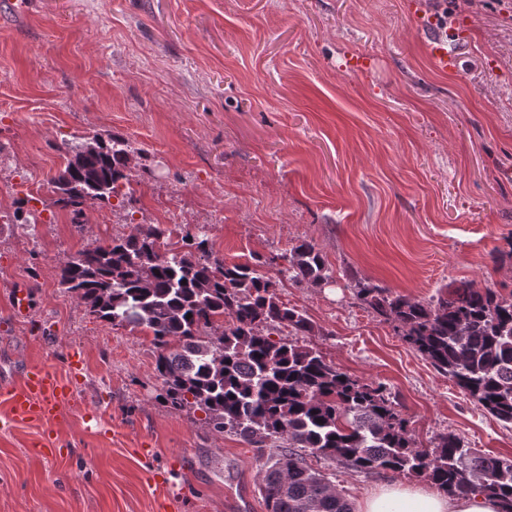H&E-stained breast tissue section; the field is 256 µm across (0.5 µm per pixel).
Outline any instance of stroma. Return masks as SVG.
<instances>
[{"label": "stroma", "instance_id": "obj_1", "mask_svg": "<svg viewBox=\"0 0 512 512\" xmlns=\"http://www.w3.org/2000/svg\"><path fill=\"white\" fill-rule=\"evenodd\" d=\"M17 3L0 0V212L50 220L0 228V383L43 362L75 400L51 432L0 428V512H267L271 449L164 403L150 336L95 318L58 283L71 256L136 222L170 229L165 251L206 228L226 261L263 256L273 278L283 254L314 243L331 283L278 290L313 322L306 344L385 385L417 447L452 432L512 459V424L354 288L427 300L468 280L512 293V0L449 17L445 72L421 31L445 0ZM113 134L140 153L132 200L87 201L73 220L49 181L66 145ZM308 462L354 508L398 479Z\"/></svg>", "mask_w": 512, "mask_h": 512}]
</instances>
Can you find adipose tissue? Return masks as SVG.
I'll use <instances>...</instances> for the list:
<instances>
[{"instance_id": "ef3b65f1", "label": "adipose tissue", "mask_w": 512, "mask_h": 512, "mask_svg": "<svg viewBox=\"0 0 512 512\" xmlns=\"http://www.w3.org/2000/svg\"><path fill=\"white\" fill-rule=\"evenodd\" d=\"M495 498L481 493L450 497L421 487L392 483L368 496L361 512H498Z\"/></svg>"}]
</instances>
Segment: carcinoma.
<instances>
[{
    "label": "carcinoma",
    "mask_w": 512,
    "mask_h": 512,
    "mask_svg": "<svg viewBox=\"0 0 512 512\" xmlns=\"http://www.w3.org/2000/svg\"><path fill=\"white\" fill-rule=\"evenodd\" d=\"M82 145L51 184L55 204L74 219L88 200L124 204L138 150L118 135L103 150ZM167 229L136 231L79 251L60 267L59 284L91 315L152 334L164 400L175 410H200L218 433L253 448L280 443L264 464L268 512H352L306 454L347 469L422 477L449 496L486 492L512 512V460L482 455L451 433L431 449L415 447L408 420L381 385L340 372L315 347L299 343L315 327L283 302L282 280L261 273L269 263H228L204 228L185 231L181 246L159 252ZM279 270L295 284L318 287L331 276L321 251L303 240ZM357 298L488 413L512 423V293L453 281L421 301L370 282Z\"/></svg>",
    "instance_id": "obj_1"
}]
</instances>
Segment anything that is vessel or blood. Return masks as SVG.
<instances>
[{
	"instance_id": "obj_1",
	"label": "vessel or blood",
	"mask_w": 512,
	"mask_h": 512,
	"mask_svg": "<svg viewBox=\"0 0 512 512\" xmlns=\"http://www.w3.org/2000/svg\"><path fill=\"white\" fill-rule=\"evenodd\" d=\"M73 391L48 367H28L21 384L0 386V402L7 407L8 424L42 423L53 427L61 408L70 403Z\"/></svg>"
}]
</instances>
